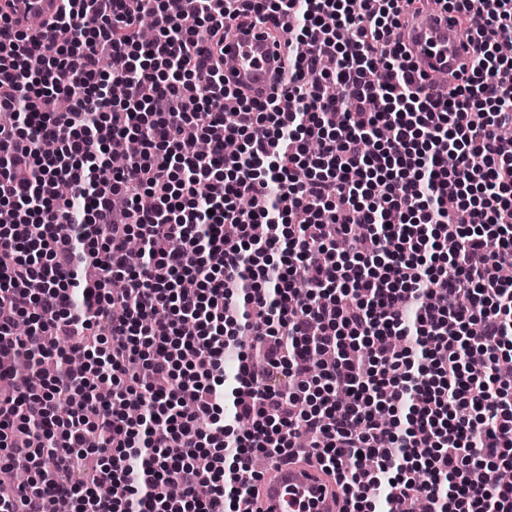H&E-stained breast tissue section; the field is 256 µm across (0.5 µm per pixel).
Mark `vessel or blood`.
I'll list each match as a JSON object with an SVG mask.
<instances>
[{
    "label": "vessel or blood",
    "instance_id": "vessel-or-blood-1",
    "mask_svg": "<svg viewBox=\"0 0 512 512\" xmlns=\"http://www.w3.org/2000/svg\"><path fill=\"white\" fill-rule=\"evenodd\" d=\"M61 0H0V14L17 30H28L32 19L51 20ZM458 14L444 0H429L419 12L407 14L395 36L408 50L417 84L434 92L447 90V77L468 70L471 47L461 35ZM274 25L253 20L248 27L230 22L222 47L231 67L224 70V84L247 87L252 97L264 100L287 93L285 78L276 74L286 61L283 40H272ZM246 512H343L344 493L334 476L315 458L291 456L266 464L255 490L244 505Z\"/></svg>",
    "mask_w": 512,
    "mask_h": 512
}]
</instances>
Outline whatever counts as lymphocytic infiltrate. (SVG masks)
Here are the masks:
<instances>
[{"label": "lymphocytic infiltrate", "mask_w": 512, "mask_h": 512, "mask_svg": "<svg viewBox=\"0 0 512 512\" xmlns=\"http://www.w3.org/2000/svg\"><path fill=\"white\" fill-rule=\"evenodd\" d=\"M174 2L62 0L32 34L0 17V465L30 475L0 512H243L253 455L302 434L345 512H512L489 480L512 469V0H453L481 21L440 95L392 38L401 0ZM253 14L306 50L289 108L228 112L203 46Z\"/></svg>", "instance_id": "obj_1"}]
</instances>
